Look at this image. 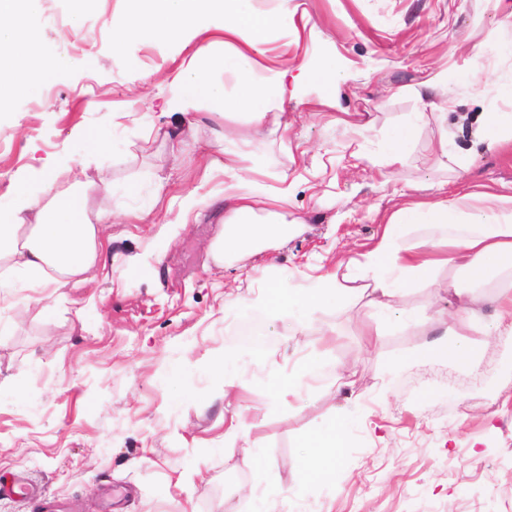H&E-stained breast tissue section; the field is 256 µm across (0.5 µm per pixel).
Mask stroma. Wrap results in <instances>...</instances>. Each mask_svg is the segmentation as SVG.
Wrapping results in <instances>:
<instances>
[{
  "label": "stroma",
  "instance_id": "stroma-1",
  "mask_svg": "<svg viewBox=\"0 0 512 512\" xmlns=\"http://www.w3.org/2000/svg\"><path fill=\"white\" fill-rule=\"evenodd\" d=\"M39 0L31 28L57 62L0 113V197L11 179L43 188L47 162H89L110 182L108 262L82 288L18 289L21 310L0 305V479L28 485L0 495V512H251L252 494L275 487L274 512H512V345L490 337L480 384L469 369L429 353L455 308L438 269L395 302L417 321L387 329L360 303L328 302L301 323L261 314V286H310L315 266L363 253L400 200L467 191L512 195V148L490 146L486 112H511L494 84L512 57H489L470 81L459 73L492 34L512 40V0H292L287 32L257 61L295 68L340 63L338 105L316 93L268 114L252 150L262 180L292 184L288 226L276 238L228 250L223 227L218 130L247 135L240 107L204 100L193 130L171 155L166 111L197 45L224 54L223 19L188 37L116 46L112 21L124 0ZM448 70L441 102L422 110L413 87ZM423 112L402 166L383 165L386 135ZM448 154H434L438 133ZM206 202L178 223L186 195ZM144 208L140 223L129 210ZM323 357L331 372L304 364ZM236 362L230 377L217 367ZM354 382L338 386L335 369ZM299 377L296 394L275 393L269 375ZM344 416L348 446L330 478L306 482L305 437ZM243 439L226 440L231 426Z\"/></svg>",
  "mask_w": 512,
  "mask_h": 512
}]
</instances>
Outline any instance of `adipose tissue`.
I'll return each instance as SVG.
<instances>
[{
	"instance_id": "1",
	"label": "adipose tissue",
	"mask_w": 512,
	"mask_h": 512,
	"mask_svg": "<svg viewBox=\"0 0 512 512\" xmlns=\"http://www.w3.org/2000/svg\"><path fill=\"white\" fill-rule=\"evenodd\" d=\"M36 0H0V101L16 97L26 78L46 72L54 63L31 35L29 15ZM122 17L112 24V38L122 46L140 38L177 40L215 14L224 20L225 40L242 45L215 56L211 45L199 46L189 61L186 76L169 100L170 110L187 115L200 97L223 99L224 89L212 79L215 68L231 74L239 90L238 105L249 110L253 136H261L269 113L307 87H319L322 100L336 101V84L343 75L336 63L298 70L264 72L254 54L283 29L287 8L264 10L250 0H125ZM224 144L223 169L232 182L224 187V234L214 244L216 254L244 249L260 238L278 236L282 227L276 211L259 214L263 185L250 175L248 143L235 132H219ZM41 194L30 193L15 181L7 203H0V292L16 285L46 288L65 281L79 287L95 278L105 263L109 240L102 234L104 209L93 198H106L109 183L91 178L83 165L45 164ZM431 225L439 237L410 241L413 227ZM343 274L320 272L308 288H293L273 280L264 288L261 309L267 315H285L301 322L326 301L343 304L362 299L386 313L398 327L408 326L409 313L391 308L407 288L427 280L437 269L454 270L448 292L458 305L450 328L452 346L433 344L432 353H448L460 366L476 364L487 337H512V285L497 289L492 302L496 321L487 322L470 307L473 289L492 282L512 267V196H502L496 207L472 204L470 194L452 199L409 201L387 219L382 235L367 252L343 261ZM311 453L304 459L309 480L325 481L347 446V421L339 417L303 442Z\"/></svg>"
}]
</instances>
